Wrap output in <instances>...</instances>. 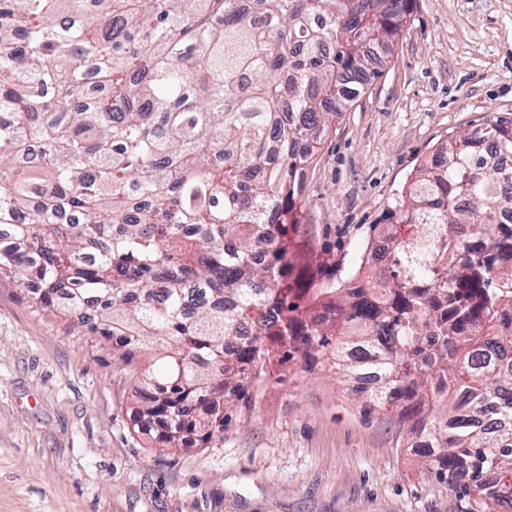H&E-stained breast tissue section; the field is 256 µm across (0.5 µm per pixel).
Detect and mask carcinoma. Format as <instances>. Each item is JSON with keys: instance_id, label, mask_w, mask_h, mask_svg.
Returning <instances> with one entry per match:
<instances>
[{"instance_id": "carcinoma-1", "label": "carcinoma", "mask_w": 512, "mask_h": 512, "mask_svg": "<svg viewBox=\"0 0 512 512\" xmlns=\"http://www.w3.org/2000/svg\"><path fill=\"white\" fill-rule=\"evenodd\" d=\"M96 2L0 0V277L121 337L124 361L163 352L135 393L165 448L224 439L226 400L322 354L368 409L415 420L437 480L512 510V427L476 422L512 420V168L481 157L512 158V121L439 147L369 240L384 264L327 287L282 216L408 0Z\"/></svg>"}]
</instances>
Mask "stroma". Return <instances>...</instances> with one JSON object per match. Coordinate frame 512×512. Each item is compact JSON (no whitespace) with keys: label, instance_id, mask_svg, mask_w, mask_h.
Listing matches in <instances>:
<instances>
[{"label":"stroma","instance_id":"35a3bbf8","mask_svg":"<svg viewBox=\"0 0 512 512\" xmlns=\"http://www.w3.org/2000/svg\"><path fill=\"white\" fill-rule=\"evenodd\" d=\"M381 73L322 136L286 221L326 284L448 138L512 121V0H412ZM130 362L38 314L0 278V512H462L395 407L372 412L304 359L224 413V438L160 448L136 432Z\"/></svg>","mask_w":512,"mask_h":512}]
</instances>
